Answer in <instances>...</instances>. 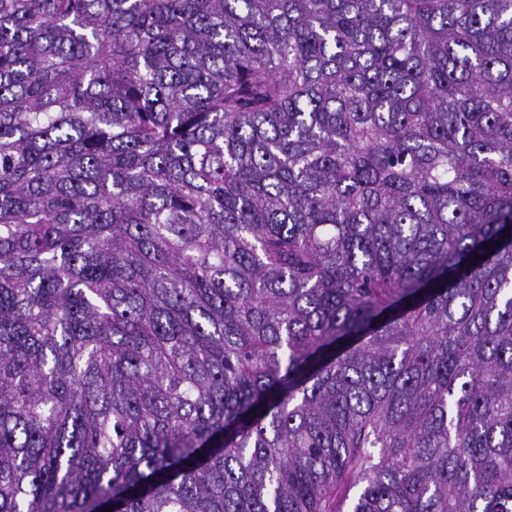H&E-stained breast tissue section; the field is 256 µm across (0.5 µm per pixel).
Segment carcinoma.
Here are the masks:
<instances>
[{
  "label": "carcinoma",
  "instance_id": "1",
  "mask_svg": "<svg viewBox=\"0 0 512 512\" xmlns=\"http://www.w3.org/2000/svg\"><path fill=\"white\" fill-rule=\"evenodd\" d=\"M512 512V0H0V512Z\"/></svg>",
  "mask_w": 512,
  "mask_h": 512
}]
</instances>
